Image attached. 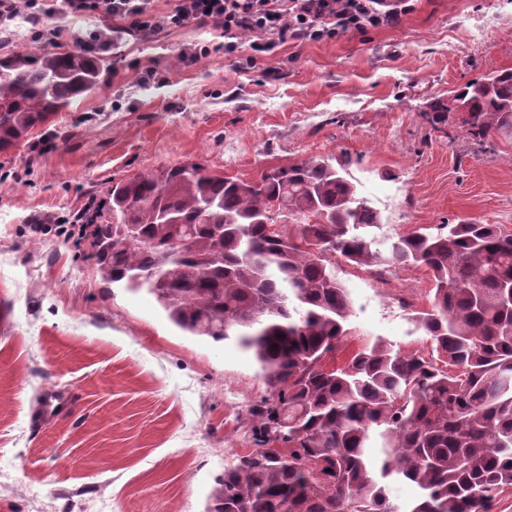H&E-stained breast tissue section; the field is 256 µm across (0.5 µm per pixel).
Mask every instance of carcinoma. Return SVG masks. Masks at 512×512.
<instances>
[{"instance_id":"carcinoma-1","label":"carcinoma","mask_w":512,"mask_h":512,"mask_svg":"<svg viewBox=\"0 0 512 512\" xmlns=\"http://www.w3.org/2000/svg\"><path fill=\"white\" fill-rule=\"evenodd\" d=\"M80 49L0 56V153L97 89ZM474 144L512 133V68L456 89ZM448 121L442 100L424 112ZM97 272L146 289L182 330L254 356L267 395L247 409L254 448L224 468L206 512H489L512 488V231L439 224L380 250L381 212L332 157L256 181L198 163L114 181L92 214ZM123 224L136 225L127 234ZM381 274L421 267L413 311L432 355L382 339L348 348L353 305L336 260ZM174 269L158 283L152 274ZM367 448L378 453L368 458ZM418 500L403 508L395 485Z\"/></svg>"}]
</instances>
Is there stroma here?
Here are the masks:
<instances>
[{
	"label": "stroma",
	"mask_w": 512,
	"mask_h": 512,
	"mask_svg": "<svg viewBox=\"0 0 512 512\" xmlns=\"http://www.w3.org/2000/svg\"><path fill=\"white\" fill-rule=\"evenodd\" d=\"M188 27L121 42L102 82L0 155V512H205L266 393L251 354L183 332L146 291L104 288L90 248L64 237L111 182L196 162L245 180L333 156L392 237L474 221L512 231V136L473 144L430 102L512 68V0H415L395 23L252 53ZM167 81L146 83L144 68ZM349 340L430 345L409 319L429 307L423 268L378 276L339 263ZM76 392L75 414L32 431L44 394Z\"/></svg>",
	"instance_id": "obj_1"
}]
</instances>
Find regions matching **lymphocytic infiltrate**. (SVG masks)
Returning <instances> with one entry per match:
<instances>
[{
    "label": "lymphocytic infiltrate",
    "mask_w": 512,
    "mask_h": 512,
    "mask_svg": "<svg viewBox=\"0 0 512 512\" xmlns=\"http://www.w3.org/2000/svg\"><path fill=\"white\" fill-rule=\"evenodd\" d=\"M152 0H0V32L17 16H24L31 34L40 40L56 38V29L45 20L55 14L96 15L109 22L110 31L94 30L78 37L77 46L100 53L116 48L118 35L141 39L166 30L203 26L219 31L225 55H234L241 37L252 36L253 56L259 57L290 41L322 42L338 32L364 26L379 27L410 11V0L401 8L388 7L387 0H177L173 10L158 15Z\"/></svg>",
    "instance_id": "1"
}]
</instances>
